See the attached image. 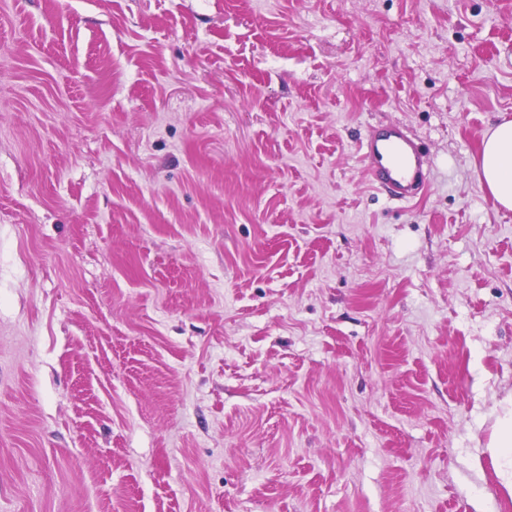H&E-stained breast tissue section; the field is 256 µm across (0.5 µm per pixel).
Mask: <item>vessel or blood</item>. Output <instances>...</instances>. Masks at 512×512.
<instances>
[{"label":"vessel or blood","mask_w":512,"mask_h":512,"mask_svg":"<svg viewBox=\"0 0 512 512\" xmlns=\"http://www.w3.org/2000/svg\"><path fill=\"white\" fill-rule=\"evenodd\" d=\"M360 151L375 184L401 200L414 198L426 184V156L403 126L391 124L372 132Z\"/></svg>","instance_id":"1"}]
</instances>
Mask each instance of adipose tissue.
Returning <instances> with one entry per match:
<instances>
[{
  "label": "adipose tissue",
  "instance_id": "ef3b65f1",
  "mask_svg": "<svg viewBox=\"0 0 512 512\" xmlns=\"http://www.w3.org/2000/svg\"><path fill=\"white\" fill-rule=\"evenodd\" d=\"M477 176L503 208L512 209V121L496 125L484 137ZM496 476L512 497V398L504 400L487 445Z\"/></svg>",
  "mask_w": 512,
  "mask_h": 512
}]
</instances>
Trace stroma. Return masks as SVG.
<instances>
[{
    "label": "stroma",
    "instance_id": "1",
    "mask_svg": "<svg viewBox=\"0 0 512 512\" xmlns=\"http://www.w3.org/2000/svg\"><path fill=\"white\" fill-rule=\"evenodd\" d=\"M505 120L512 0H0V512H512ZM477 176L501 207L512 209L511 120L499 123L484 137ZM360 151L375 184L400 200H410L426 184V155L403 126L391 124L372 132ZM486 451L500 484L512 498V398L503 401Z\"/></svg>",
    "mask_w": 512,
    "mask_h": 512
}]
</instances>
